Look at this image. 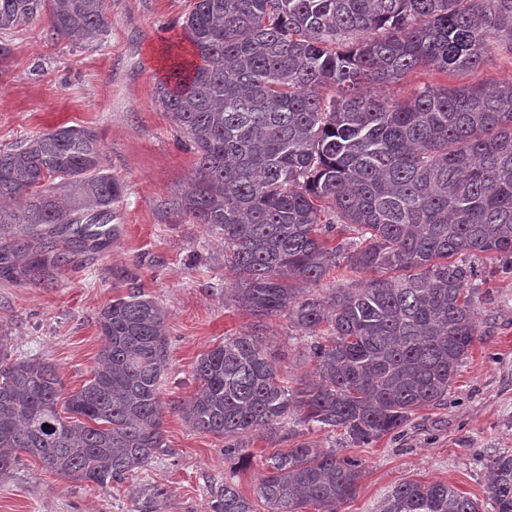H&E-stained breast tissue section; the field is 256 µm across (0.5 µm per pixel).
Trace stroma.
I'll return each instance as SVG.
<instances>
[{
  "label": "stroma",
  "mask_w": 512,
  "mask_h": 512,
  "mask_svg": "<svg viewBox=\"0 0 512 512\" xmlns=\"http://www.w3.org/2000/svg\"><path fill=\"white\" fill-rule=\"evenodd\" d=\"M191 0H104L107 34L95 41L49 39L46 21L0 33L12 54L0 66V149L62 126L95 131L104 168L125 187L116 205L115 234L82 265L33 284L0 272V332L16 358L55 365L67 392L90 377L103 345L97 316L123 294L118 278L135 271L144 291L166 312L167 371L162 378L167 450L123 484L77 483L46 472L31 457L0 474V512H212L215 492L233 480L265 512L256 491L268 459L297 440L359 460L363 476L339 512H379L397 485L446 483L487 501L486 464L512 451V270L483 254L471 282L479 336L459 367L446 403L415 412L400 432L367 445L343 430L306 429L288 419L277 437L244 439L246 465L224 454L223 438L193 431L182 408L197 383L194 364L225 337H259L281 373L310 378L314 336L287 314L257 318L233 300L224 268V240L173 213L171 204L194 178L196 156L172 125L155 88L174 59L171 44L184 41L182 19ZM512 82V48L503 46L480 68L449 75L429 67L388 86L405 100L422 85L481 86Z\"/></svg>",
  "instance_id": "stroma-1"
}]
</instances>
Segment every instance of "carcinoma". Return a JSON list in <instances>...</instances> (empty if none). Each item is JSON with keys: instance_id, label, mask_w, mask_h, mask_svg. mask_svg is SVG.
I'll list each match as a JSON object with an SVG mask.
<instances>
[{"instance_id": "cac0c4a2", "label": "carcinoma", "mask_w": 512, "mask_h": 512, "mask_svg": "<svg viewBox=\"0 0 512 512\" xmlns=\"http://www.w3.org/2000/svg\"><path fill=\"white\" fill-rule=\"evenodd\" d=\"M43 17L53 40H94L109 25L103 0H0V32ZM183 28L197 61L155 89L197 156L175 210L224 236L234 300L252 315L286 311L305 332L330 331L302 389L257 338L225 337L194 366L191 429L228 440L231 454L232 440L274 432L297 409L298 423L361 445L447 400L478 336L470 257L512 264V83L425 85L403 102L383 89L420 66L465 71L512 48V0H194ZM123 195L90 129L0 149V199L20 200L0 208V269L40 282L104 247ZM324 204L359 239L328 246L321 234L337 223ZM339 261L387 277L327 299L292 286ZM122 282L97 318L98 366L69 395L52 363L10 358L0 336V473L24 454L73 481L119 484L167 447L164 311L136 273ZM266 466L265 512H337L362 477L358 460L307 442ZM486 469L491 512H512V452ZM214 512L254 506L226 480ZM380 512L485 510L445 483L410 481Z\"/></svg>"}]
</instances>
